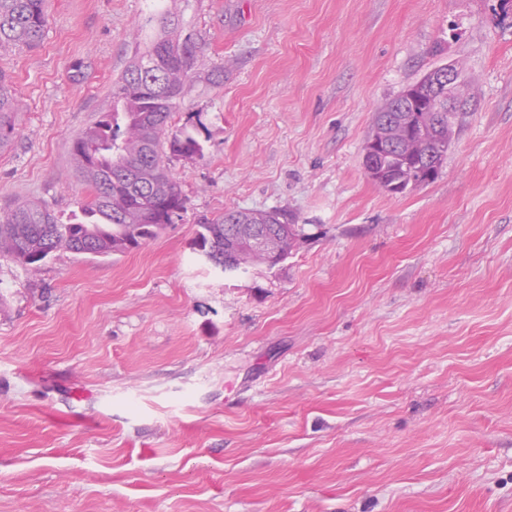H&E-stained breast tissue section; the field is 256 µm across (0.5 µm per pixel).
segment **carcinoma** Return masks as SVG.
<instances>
[{
	"label": "carcinoma",
	"instance_id": "cac0c4a2",
	"mask_svg": "<svg viewBox=\"0 0 512 512\" xmlns=\"http://www.w3.org/2000/svg\"><path fill=\"white\" fill-rule=\"evenodd\" d=\"M47 0H0V48L34 49L44 37ZM171 57L156 65L163 52ZM203 66L200 45L182 34L179 21L165 17L163 29L136 50L129 65L112 82V103L100 119L72 142L76 172L92 188L81 205L84 220L61 224L48 205L39 201L16 205L0 216V256L25 269H36L54 252L106 257L138 249L159 235L185 208V198L174 180V157H201L200 134L207 126L196 122L177 131L169 129L173 112L181 106L187 84ZM424 80L407 87L377 114L371 138L393 146L378 166L376 184L412 185L414 177L429 184L439 175L453 139L454 113L448 99L422 110L411 93ZM18 98L9 74L0 70V151L9 150L18 128ZM304 227L279 211L228 210L201 224L198 251L226 272L245 270L266 262L261 254H241L243 234L265 236L281 263L303 236Z\"/></svg>",
	"mask_w": 512,
	"mask_h": 512
}]
</instances>
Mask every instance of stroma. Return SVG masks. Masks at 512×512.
<instances>
[{
	"mask_svg": "<svg viewBox=\"0 0 512 512\" xmlns=\"http://www.w3.org/2000/svg\"><path fill=\"white\" fill-rule=\"evenodd\" d=\"M206 68L186 209L142 247L0 259V512H512V15L498 0H165ZM142 0H49L34 50L0 49L21 135L0 215L62 223L91 191L73 140L112 101ZM454 64L438 178L365 174L374 116ZM279 210L277 267L226 275L203 218Z\"/></svg>",
	"mask_w": 512,
	"mask_h": 512,
	"instance_id": "35a3bbf8",
	"label": "stroma"
}]
</instances>
